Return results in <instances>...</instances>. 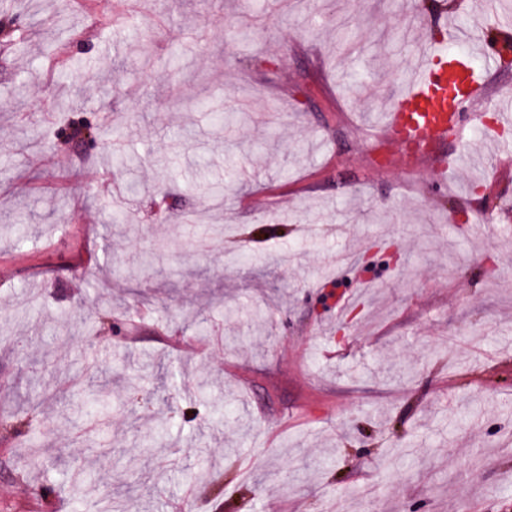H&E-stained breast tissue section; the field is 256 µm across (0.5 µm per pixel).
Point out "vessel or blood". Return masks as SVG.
<instances>
[{
  "mask_svg": "<svg viewBox=\"0 0 512 512\" xmlns=\"http://www.w3.org/2000/svg\"><path fill=\"white\" fill-rule=\"evenodd\" d=\"M416 48L417 61L409 72L408 87L401 94L403 105L391 109L375 137L380 148H394L399 160L409 168L424 159V144L459 137L463 115L477 112L485 100L467 57L443 58L433 53L425 41L417 42Z\"/></svg>",
  "mask_w": 512,
  "mask_h": 512,
  "instance_id": "vessel-or-blood-1",
  "label": "vessel or blood"
}]
</instances>
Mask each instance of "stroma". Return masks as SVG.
Wrapping results in <instances>:
<instances>
[{"label": "stroma", "instance_id": "35a3bbf8", "mask_svg": "<svg viewBox=\"0 0 512 512\" xmlns=\"http://www.w3.org/2000/svg\"><path fill=\"white\" fill-rule=\"evenodd\" d=\"M442 2L425 37L476 48L448 33L485 32V0ZM403 13L0 0V413L25 419L0 429V512L125 489L137 512L188 490L191 512H512V125L466 122L445 170L369 145L413 63ZM241 100L255 120L211 125ZM202 331L212 355L172 350Z\"/></svg>", "mask_w": 512, "mask_h": 512}]
</instances>
